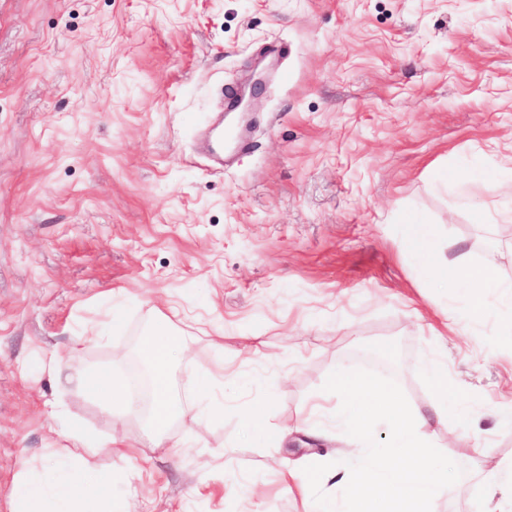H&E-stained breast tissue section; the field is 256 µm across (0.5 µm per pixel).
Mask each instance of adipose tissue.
I'll return each mask as SVG.
<instances>
[{
	"label": "adipose tissue",
	"mask_w": 512,
	"mask_h": 512,
	"mask_svg": "<svg viewBox=\"0 0 512 512\" xmlns=\"http://www.w3.org/2000/svg\"><path fill=\"white\" fill-rule=\"evenodd\" d=\"M407 239L416 263L434 287L461 289L465 298L463 309H447L443 323L446 331L466 333L484 323L491 303H512V282L499 278L493 262L473 266L465 255L449 258L441 243L433 240L430 225L422 221L408 225ZM177 350L167 321L157 320L146 346L152 365V402L146 408L109 372H68L57 356L51 357L47 368L66 386L88 395L107 387L109 399L122 407L121 413L113 416V423H120L123 415L132 412L144 414L155 432L151 446L160 449L166 445L168 426L183 411L172 394L170 377ZM426 378L433 400L425 413L409 407L397 389L384 385L379 378L359 375L346 367L338 370L324 398L334 401L336 420L355 445L354 463L326 468L313 461L304 471H287L285 483L302 491L316 481L333 484L335 495L316 504V512H436L437 503L457 491L448 477L447 460L437 452L441 431L471 426L472 414L469 401L449 385L442 362H433ZM50 415L60 420L73 446L50 472L23 467L17 476L14 499L37 505L38 512H78L87 488L103 493L112 489L111 477H100L89 470V459L123 447L124 441L114 435L103 443L80 433L64 422L59 407H52ZM379 424L388 432L389 441L383 448L371 443V432Z\"/></svg>",
	"instance_id": "ef3b65f1"
}]
</instances>
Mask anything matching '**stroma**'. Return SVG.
I'll use <instances>...</instances> for the list:
<instances>
[{
  "label": "stroma",
  "instance_id": "stroma-1",
  "mask_svg": "<svg viewBox=\"0 0 512 512\" xmlns=\"http://www.w3.org/2000/svg\"><path fill=\"white\" fill-rule=\"evenodd\" d=\"M257 74L239 125L251 147L214 167L197 138L216 90ZM507 154L512 0H0V512L24 462L68 446L46 402L98 440L115 432L104 400L62 387L46 359L128 379L159 312L189 344L171 366L187 408L174 448L150 451L129 417L124 455L90 468L134 512H309L322 488L288 493L281 473L350 465L318 436L333 414L297 427L337 369L422 411L432 399L429 330L463 300L417 269L405 224L512 280V222L495 217L512 189L472 177ZM447 347L474 423L443 434L465 491L439 512H474L479 465L512 461V421L487 409L512 395V308ZM219 366L230 379L196 384ZM211 399L224 408L201 423ZM258 404L279 444L245 436Z\"/></svg>",
  "mask_w": 512,
  "mask_h": 512
}]
</instances>
